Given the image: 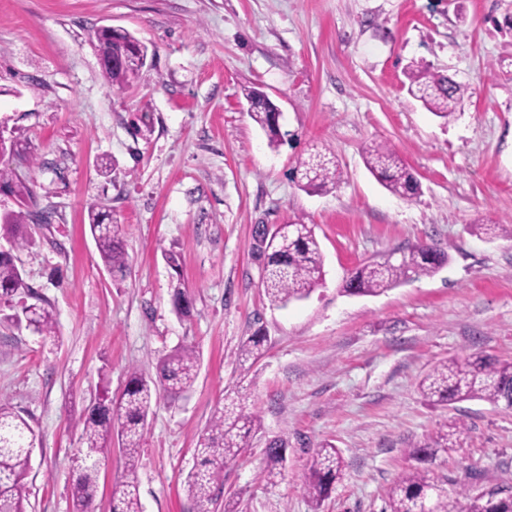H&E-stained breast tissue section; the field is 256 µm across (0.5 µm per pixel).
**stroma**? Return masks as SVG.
<instances>
[{"label": "stroma", "mask_w": 512, "mask_h": 512, "mask_svg": "<svg viewBox=\"0 0 512 512\" xmlns=\"http://www.w3.org/2000/svg\"><path fill=\"white\" fill-rule=\"evenodd\" d=\"M101 25L148 47L129 86L103 74L89 39ZM415 62L466 87L450 121L408 94ZM247 85L282 112L278 149L249 117ZM0 135L11 177L0 213L28 212L32 239L15 262L57 320L52 338L0 324V396L35 434L27 512H72L80 417L120 395L129 369L155 375L186 345L199 374L147 419L142 512H191L195 443L231 391L261 417L224 469L220 497L240 512H385L411 446L453 418L468 434L432 461L441 480L512 490V410L432 406L417 390L439 361L512 358V240L477 230L512 223V0H0ZM374 141L403 157L417 196L369 173ZM313 144L341 172L326 192L292 176ZM91 203L122 226L125 272H109L84 231ZM289 222L314 225L324 276L282 308L263 295L253 244L257 225ZM424 244L448 254L436 273L344 293L360 263ZM178 288L191 317L174 310ZM255 332L267 342L246 370L237 352ZM273 439L287 441L288 463L270 486L260 473ZM326 443L346 469L316 507L306 464Z\"/></svg>", "instance_id": "35a3bbf8"}]
</instances>
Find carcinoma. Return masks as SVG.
Here are the masks:
<instances>
[{"mask_svg": "<svg viewBox=\"0 0 512 512\" xmlns=\"http://www.w3.org/2000/svg\"><path fill=\"white\" fill-rule=\"evenodd\" d=\"M91 41L98 51L108 52L118 60L111 67H102L112 85L127 86L139 78L145 67L143 58L148 56L146 44L127 31L114 35L100 26L92 30ZM407 78L408 93L439 118L450 120L463 103L464 87L428 65L410 66ZM243 96L251 102L249 115L265 133L269 147L279 146L286 133L282 132L274 103L253 87L245 89ZM364 161L371 174L392 194L410 198L419 191L417 178L393 147L371 143L364 148ZM294 175L301 187L323 190L336 186L339 169L334 159L316 149L299 161ZM88 220L104 266L113 272L125 270L129 255L121 228L112 223L111 213L91 203ZM0 225L9 235L12 248L21 249L31 243L23 213L1 216ZM256 251L264 257L262 287L273 306L285 307L304 300L322 282L323 257L311 224H280L272 239L264 234L258 237ZM447 260V254L434 246L414 248L397 260L389 255L357 267L343 291L350 296L378 295L412 278L435 273ZM22 293L29 295L31 289L13 254L0 252V299ZM4 321L17 328L24 324L42 336L55 333V319L43 301L23 306L21 311L5 316ZM264 341L265 337L258 334L248 337L238 352L240 363L256 362L262 355ZM198 367L196 349L181 347L158 361V380H150L134 369L120 399L104 397L92 406L82 420L81 449L72 486L73 512H92L100 462L112 452L114 436L122 448L125 476L111 491L112 512H142L135 471L147 417L157 403L158 389L174 397L181 395L193 387ZM418 389L426 401L436 406L477 399L511 410L512 358L493 359L481 353L452 357L435 364L419 381ZM224 401L196 442L200 462L188 476L186 488L193 512H212L216 491L224 485V465L240 455L247 439L261 427L260 416L249 410L241 396L227 394ZM466 432L464 422L446 420L432 436L412 446L409 455L418 465L403 472L392 484L385 512H422L431 494L435 495L434 512H512V490L497 487L472 494L461 485L450 494L442 489L440 479L428 467L438 453L461 447V437ZM31 434L29 423L9 403L0 400V512H25L21 488L31 469ZM265 454L267 464L260 478L274 486L288 461V448L282 442H274ZM344 469L337 448L326 444L317 449L308 460L305 491L309 498L321 504L343 480Z\"/></svg>", "mask_w": 512, "mask_h": 512, "instance_id": "obj_1", "label": "carcinoma"}]
</instances>
